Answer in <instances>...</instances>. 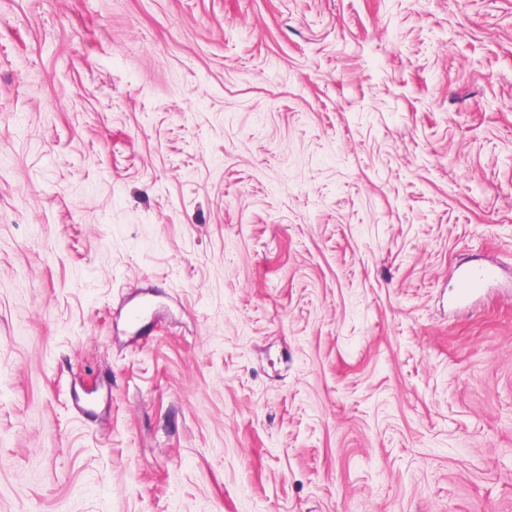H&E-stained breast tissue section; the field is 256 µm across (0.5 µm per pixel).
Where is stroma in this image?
<instances>
[{
	"mask_svg": "<svg viewBox=\"0 0 512 512\" xmlns=\"http://www.w3.org/2000/svg\"><path fill=\"white\" fill-rule=\"evenodd\" d=\"M0 512H512V0H0Z\"/></svg>",
	"mask_w": 512,
	"mask_h": 512,
	"instance_id": "obj_1",
	"label": "stroma"
}]
</instances>
